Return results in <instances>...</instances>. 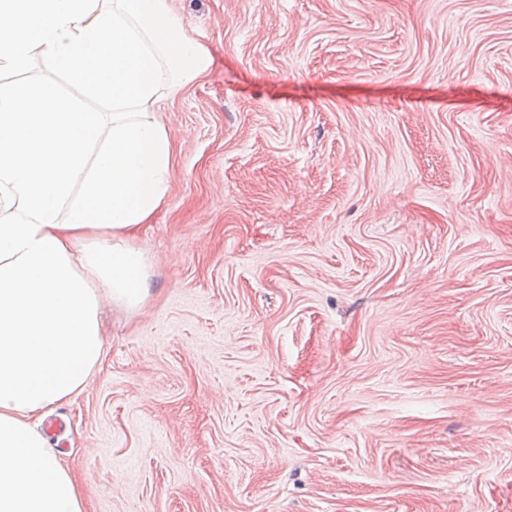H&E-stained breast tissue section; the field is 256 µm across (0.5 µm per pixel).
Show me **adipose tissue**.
<instances>
[{
  "label": "adipose tissue",
  "mask_w": 512,
  "mask_h": 512,
  "mask_svg": "<svg viewBox=\"0 0 512 512\" xmlns=\"http://www.w3.org/2000/svg\"><path fill=\"white\" fill-rule=\"evenodd\" d=\"M210 64L167 0H0V512H87L31 420L101 371L102 299L146 298L133 238L176 161L156 114Z\"/></svg>",
  "instance_id": "1"
}]
</instances>
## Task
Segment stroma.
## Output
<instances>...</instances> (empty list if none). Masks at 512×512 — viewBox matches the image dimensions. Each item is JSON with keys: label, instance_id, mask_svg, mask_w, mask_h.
<instances>
[{"label": "stroma", "instance_id": "35a3bbf8", "mask_svg": "<svg viewBox=\"0 0 512 512\" xmlns=\"http://www.w3.org/2000/svg\"><path fill=\"white\" fill-rule=\"evenodd\" d=\"M208 75L55 454L88 512H512V0H167Z\"/></svg>", "mask_w": 512, "mask_h": 512}]
</instances>
